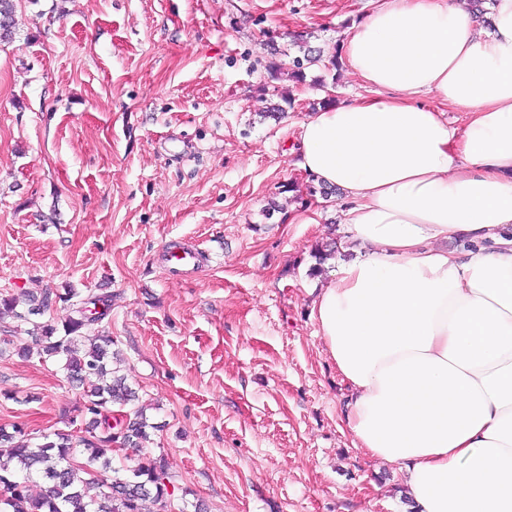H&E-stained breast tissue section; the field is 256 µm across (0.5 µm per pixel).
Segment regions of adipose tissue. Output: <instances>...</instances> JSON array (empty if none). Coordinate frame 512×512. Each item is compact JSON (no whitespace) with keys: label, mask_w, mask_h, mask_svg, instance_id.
Here are the masks:
<instances>
[{"label":"adipose tissue","mask_w":512,"mask_h":512,"mask_svg":"<svg viewBox=\"0 0 512 512\" xmlns=\"http://www.w3.org/2000/svg\"><path fill=\"white\" fill-rule=\"evenodd\" d=\"M370 4L341 43L366 96L300 125L353 254L310 315L349 430L413 512H512V0L482 22L461 0Z\"/></svg>","instance_id":"obj_1"}]
</instances>
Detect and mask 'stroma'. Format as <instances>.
Masks as SVG:
<instances>
[{
    "instance_id": "obj_1",
    "label": "stroma",
    "mask_w": 512,
    "mask_h": 512,
    "mask_svg": "<svg viewBox=\"0 0 512 512\" xmlns=\"http://www.w3.org/2000/svg\"><path fill=\"white\" fill-rule=\"evenodd\" d=\"M0 45V294H112L100 324L151 422L145 452L207 512H408L346 425L310 318L339 197L310 199L299 127L363 89L328 66L369 0H13ZM304 36L324 61L271 78ZM294 100L279 120L270 108ZM294 183L295 193L281 192ZM317 223H289V212ZM208 253L176 278L163 248ZM61 358L0 359V426L69 430Z\"/></svg>"
}]
</instances>
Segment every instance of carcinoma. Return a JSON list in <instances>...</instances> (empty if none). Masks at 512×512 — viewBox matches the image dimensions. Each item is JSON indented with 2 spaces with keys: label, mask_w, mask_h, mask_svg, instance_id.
Masks as SVG:
<instances>
[{
  "label": "carcinoma",
  "mask_w": 512,
  "mask_h": 512,
  "mask_svg": "<svg viewBox=\"0 0 512 512\" xmlns=\"http://www.w3.org/2000/svg\"><path fill=\"white\" fill-rule=\"evenodd\" d=\"M12 0H0V42L12 37ZM271 67L295 82L304 79L303 62ZM50 297L37 301L10 295L0 298V319L8 316L33 326L31 335L47 358L64 357L68 380L84 388L77 418L83 435L44 433L35 438L22 424L0 427V512H143L149 501L171 510L175 488L165 462L147 456L142 443L159 429L144 410L124 407L135 395L112 359L110 336H90L94 326L109 318L112 295L89 293L77 301L73 316L63 325L44 316ZM44 482L34 494L30 483Z\"/></svg>",
  "instance_id": "1"
}]
</instances>
